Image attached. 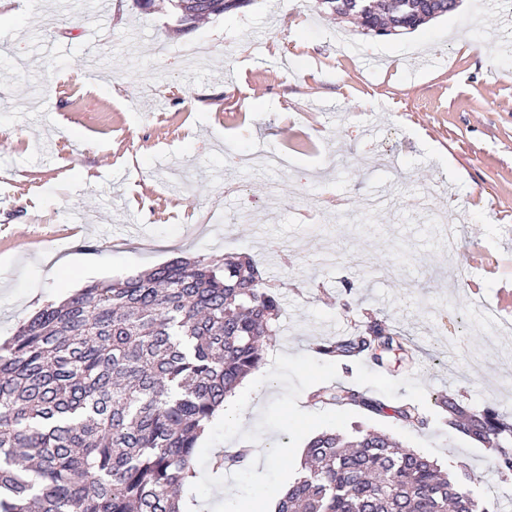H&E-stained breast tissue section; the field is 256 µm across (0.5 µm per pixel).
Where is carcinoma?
<instances>
[{
  "label": "carcinoma",
  "instance_id": "carcinoma-1",
  "mask_svg": "<svg viewBox=\"0 0 512 512\" xmlns=\"http://www.w3.org/2000/svg\"><path fill=\"white\" fill-rule=\"evenodd\" d=\"M457 0H369L364 35H397L453 11ZM279 294L251 258L162 265L95 283L50 304L0 345V512H181L196 443L224 401L264 361ZM407 340L372 317L319 353L384 365ZM315 397L407 421L338 385ZM448 424L512 472V421L493 408L439 399ZM275 512H495L469 485L388 434L326 432Z\"/></svg>",
  "mask_w": 512,
  "mask_h": 512
}]
</instances>
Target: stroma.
Returning <instances> with one entry per match:
<instances>
[{
  "label": "stroma",
  "instance_id": "35a3bbf8",
  "mask_svg": "<svg viewBox=\"0 0 512 512\" xmlns=\"http://www.w3.org/2000/svg\"><path fill=\"white\" fill-rule=\"evenodd\" d=\"M55 3L20 0L0 40V342L88 285L244 253L283 303L263 370L386 320L412 361L342 363L337 381L426 423L359 410L349 429L390 433L502 499L507 476L435 397L512 419V393L471 362L489 342L512 349L471 292L512 290V8L459 0L378 37L318 0H251L190 30L168 0H110L94 72L91 35ZM261 149L287 168L248 166ZM452 224L464 236L447 254ZM53 256L70 260L55 275ZM451 315L468 352L448 344Z\"/></svg>",
  "mask_w": 512,
  "mask_h": 512
}]
</instances>
